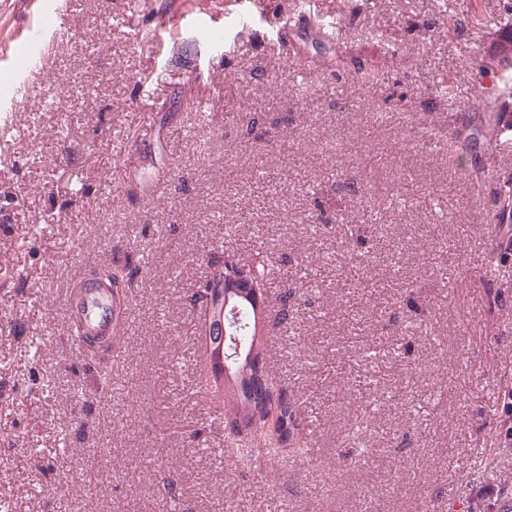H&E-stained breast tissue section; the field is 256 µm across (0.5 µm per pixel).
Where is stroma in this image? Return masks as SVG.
<instances>
[{
  "label": "stroma",
  "mask_w": 512,
  "mask_h": 512,
  "mask_svg": "<svg viewBox=\"0 0 512 512\" xmlns=\"http://www.w3.org/2000/svg\"><path fill=\"white\" fill-rule=\"evenodd\" d=\"M297 2L63 0L52 34L43 0H0V501L13 512L512 501V255L492 225L512 137L490 144L479 119L491 101L512 119L479 68L512 32V0H347L333 43L311 22L336 0H311L291 30ZM372 63L385 74L361 85ZM224 252L271 257L267 310L283 296L299 308L268 330L311 467L238 468L218 452L229 423L191 393L190 296ZM105 266L124 270L126 307L107 377L65 307L76 274Z\"/></svg>",
  "instance_id": "1"
}]
</instances>
